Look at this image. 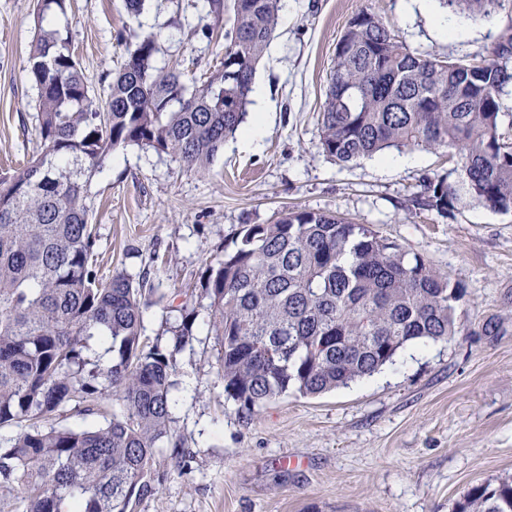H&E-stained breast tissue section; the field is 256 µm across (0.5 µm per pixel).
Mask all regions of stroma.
<instances>
[{
    "instance_id": "1",
    "label": "stroma",
    "mask_w": 512,
    "mask_h": 512,
    "mask_svg": "<svg viewBox=\"0 0 512 512\" xmlns=\"http://www.w3.org/2000/svg\"><path fill=\"white\" fill-rule=\"evenodd\" d=\"M35 7L0 0V177L41 148L27 73ZM363 8L411 48L453 59L487 58L512 26L511 13L469 18L437 0H288L248 107L266 115L260 147L235 133L203 173L130 147L89 180L100 275L143 274L166 294L145 310L143 335L173 353L171 427L183 457L157 449L160 489L135 512H454L471 486L512 479V212L476 202L444 217L414 209L421 177L449 172L444 153L392 148L343 165L320 148L336 44ZM204 14L203 0H146L136 17L123 0H70L67 31L94 107H104L127 44L150 33L161 36L158 67L212 69L224 32L204 37ZM441 16L455 36L436 27ZM296 207L421 253L467 294L449 341L405 346L347 387L291 393L247 414L224 394L205 271L240 225ZM186 303L198 311L194 340L178 349L171 329Z\"/></svg>"
}]
</instances>
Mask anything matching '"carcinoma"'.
<instances>
[{
    "label": "carcinoma",
    "instance_id": "carcinoma-1",
    "mask_svg": "<svg viewBox=\"0 0 512 512\" xmlns=\"http://www.w3.org/2000/svg\"><path fill=\"white\" fill-rule=\"evenodd\" d=\"M281 0H233L220 65L186 79L156 66L160 40L127 47L103 111L69 37L68 0H37L27 71L37 90L41 150L0 178V500L21 512H134L155 495V449L172 441V357L143 340V315L163 297L118 272L98 275L88 180L118 149L137 146L205 171L244 122L256 65ZM489 15L512 0H440ZM335 53L318 121L323 153L349 164L390 148L448 150L457 178L424 175L412 206L445 215L467 200L512 211V143L499 132L512 82V30L475 68L410 48L361 10ZM209 330L221 339L224 394L243 412L289 392L318 395L369 377L413 341L456 335L466 288L425 258L362 224L292 209L246 224L206 269ZM176 345L194 339L195 309L180 307ZM101 336L112 361L85 359ZM117 391L125 413H109ZM71 407L105 418L56 427ZM456 512H512V483L468 489Z\"/></svg>",
    "mask_w": 512,
    "mask_h": 512
}]
</instances>
